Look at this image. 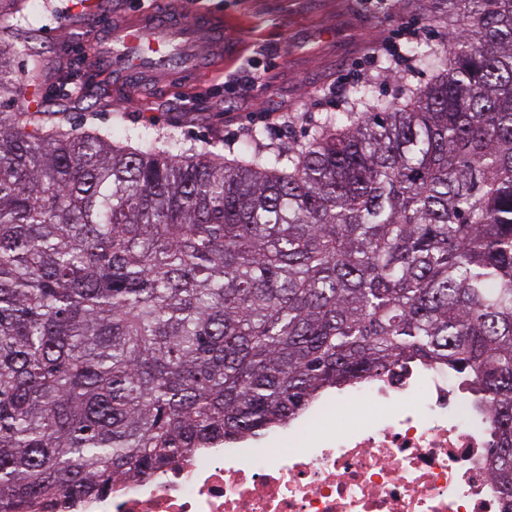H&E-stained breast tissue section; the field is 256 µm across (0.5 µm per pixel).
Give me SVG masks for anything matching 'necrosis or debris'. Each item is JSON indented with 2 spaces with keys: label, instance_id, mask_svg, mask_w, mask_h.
<instances>
[{
  "label": "necrosis or debris",
  "instance_id": "4bbe7bcc",
  "mask_svg": "<svg viewBox=\"0 0 512 512\" xmlns=\"http://www.w3.org/2000/svg\"><path fill=\"white\" fill-rule=\"evenodd\" d=\"M471 379L429 363L340 388L269 448H195L141 483L57 512H512Z\"/></svg>",
  "mask_w": 512,
  "mask_h": 512
}]
</instances>
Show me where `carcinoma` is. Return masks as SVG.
Returning a JSON list of instances; mask_svg holds the SVG:
<instances>
[{
  "instance_id": "obj_1",
  "label": "carcinoma",
  "mask_w": 512,
  "mask_h": 512,
  "mask_svg": "<svg viewBox=\"0 0 512 512\" xmlns=\"http://www.w3.org/2000/svg\"><path fill=\"white\" fill-rule=\"evenodd\" d=\"M0 0V105L34 12ZM386 104L227 159L0 112V512L148 478L410 360L475 377L512 494V0ZM26 77L43 61L27 54Z\"/></svg>"
}]
</instances>
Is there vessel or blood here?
Instances as JSON below:
<instances>
[{
  "instance_id": "1",
  "label": "vessel or blood",
  "mask_w": 512,
  "mask_h": 512,
  "mask_svg": "<svg viewBox=\"0 0 512 512\" xmlns=\"http://www.w3.org/2000/svg\"><path fill=\"white\" fill-rule=\"evenodd\" d=\"M110 46L99 48L95 61L122 80L161 77L196 71L194 48L209 42L215 55L224 52V19L205 13L184 14L175 4L167 9L123 15L109 33Z\"/></svg>"
}]
</instances>
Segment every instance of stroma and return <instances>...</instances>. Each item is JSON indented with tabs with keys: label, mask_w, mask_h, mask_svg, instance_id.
<instances>
[{
	"label": "stroma",
	"mask_w": 512,
	"mask_h": 512,
	"mask_svg": "<svg viewBox=\"0 0 512 512\" xmlns=\"http://www.w3.org/2000/svg\"><path fill=\"white\" fill-rule=\"evenodd\" d=\"M38 14L28 50L15 54L25 72L28 51L38 52L45 69L39 86L22 83L13 111H26L39 95L60 103L57 123L67 129L108 132L119 125L130 135L149 132L175 138L185 147L237 155L247 143L267 151L303 145L336 113L347 111L348 89L375 84L383 104L402 98L408 87L425 83L428 71L372 57V40H397L402 29L419 26L423 42L443 41L441 27L409 9H376L363 0H193L192 10L224 16L230 46L222 61L194 83H166L154 90L142 80L119 85L110 72L93 69L85 45H98L103 19L156 0H33ZM266 73L253 91L225 90L230 75Z\"/></svg>",
	"instance_id": "35a3bbf8"
}]
</instances>
